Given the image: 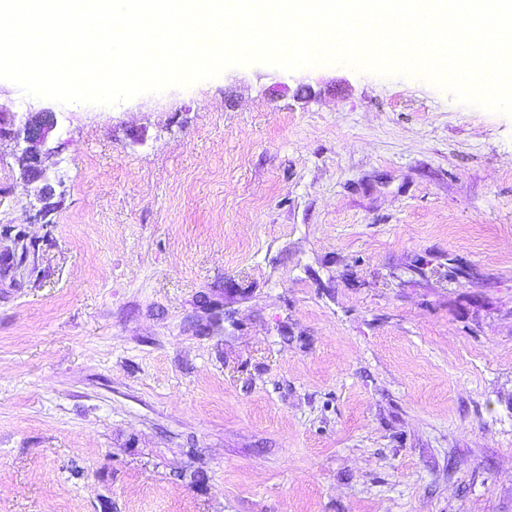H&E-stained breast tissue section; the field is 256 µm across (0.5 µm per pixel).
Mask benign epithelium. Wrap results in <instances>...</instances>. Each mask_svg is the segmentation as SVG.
Wrapping results in <instances>:
<instances>
[{"instance_id":"1","label":"benign epithelium","mask_w":512,"mask_h":512,"mask_svg":"<svg viewBox=\"0 0 512 512\" xmlns=\"http://www.w3.org/2000/svg\"><path fill=\"white\" fill-rule=\"evenodd\" d=\"M16 113L0 105V137L12 135L21 143V152L18 161L21 164V181L27 195L34 197L40 204L37 213H42L45 208L44 197L42 196V187L45 183L51 181L57 187L64 186L65 174L58 170L54 176H49L45 167V158L48 155L47 145L57 128V119L55 114L42 109L38 112L28 113L23 125L15 127Z\"/></svg>"}]
</instances>
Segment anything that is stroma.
I'll return each mask as SVG.
<instances>
[{
  "label": "stroma",
  "mask_w": 512,
  "mask_h": 512,
  "mask_svg": "<svg viewBox=\"0 0 512 512\" xmlns=\"http://www.w3.org/2000/svg\"><path fill=\"white\" fill-rule=\"evenodd\" d=\"M0 140V512H512V114L341 64ZM28 117L21 127L14 129L15 112L2 106L0 102V137L13 135L19 140L20 156L18 161L21 164V181L27 195L33 196L40 207L38 215L45 211L42 187L45 183L52 181L55 186H64L65 174L61 169L54 172L53 178L48 175L45 167V158L51 150L47 145L57 128L55 114L49 109H42L39 112H27ZM22 143V145H21Z\"/></svg>",
  "instance_id": "1"
}]
</instances>
